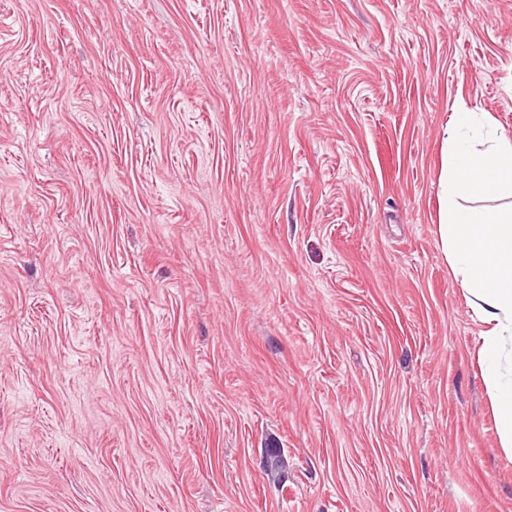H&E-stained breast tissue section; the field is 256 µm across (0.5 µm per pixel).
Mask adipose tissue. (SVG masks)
<instances>
[{
  "instance_id": "ef3b65f1",
  "label": "adipose tissue",
  "mask_w": 512,
  "mask_h": 512,
  "mask_svg": "<svg viewBox=\"0 0 512 512\" xmlns=\"http://www.w3.org/2000/svg\"><path fill=\"white\" fill-rule=\"evenodd\" d=\"M437 234L484 329L479 355L502 448L512 453V138L461 105L441 145Z\"/></svg>"
}]
</instances>
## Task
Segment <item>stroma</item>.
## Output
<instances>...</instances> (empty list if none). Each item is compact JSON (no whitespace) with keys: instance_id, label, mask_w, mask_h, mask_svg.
<instances>
[{"instance_id":"35a3bbf8","label":"stroma","mask_w":512,"mask_h":512,"mask_svg":"<svg viewBox=\"0 0 512 512\" xmlns=\"http://www.w3.org/2000/svg\"><path fill=\"white\" fill-rule=\"evenodd\" d=\"M458 101L512 0H0V512H512Z\"/></svg>"}]
</instances>
